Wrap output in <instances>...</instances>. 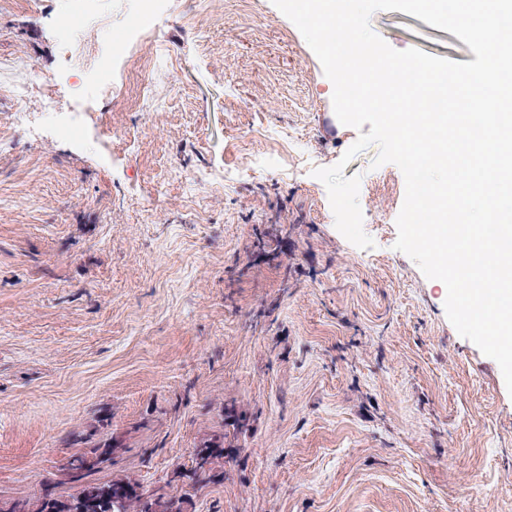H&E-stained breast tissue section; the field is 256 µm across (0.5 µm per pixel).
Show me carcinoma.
I'll return each instance as SVG.
<instances>
[{
    "label": "carcinoma",
    "mask_w": 512,
    "mask_h": 512,
    "mask_svg": "<svg viewBox=\"0 0 512 512\" xmlns=\"http://www.w3.org/2000/svg\"><path fill=\"white\" fill-rule=\"evenodd\" d=\"M75 443L84 449L71 459L89 468L78 478H71L68 465H63L55 478L43 485L39 492L11 500L15 508L0 512H111L112 493L120 491L124 497L123 512H151V504L143 497L140 480L131 475L113 476L107 480H93L91 476L112 465V455L120 444L112 438L95 440L93 434H79ZM198 449L205 453L208 467L201 470L185 468L177 473L182 484H193L199 489L224 481V435L213 434L201 439ZM156 504L159 512H188L189 492L172 495L163 492Z\"/></svg>",
    "instance_id": "obj_1"
}]
</instances>
